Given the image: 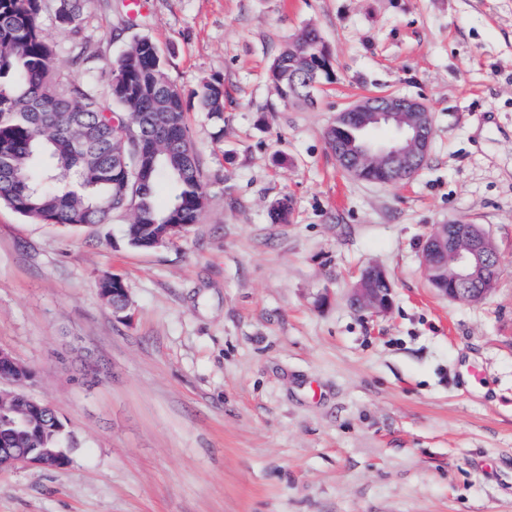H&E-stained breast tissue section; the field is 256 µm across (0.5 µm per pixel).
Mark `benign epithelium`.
Returning a JSON list of instances; mask_svg holds the SVG:
<instances>
[{
    "label": "benign epithelium",
    "mask_w": 512,
    "mask_h": 512,
    "mask_svg": "<svg viewBox=\"0 0 512 512\" xmlns=\"http://www.w3.org/2000/svg\"><path fill=\"white\" fill-rule=\"evenodd\" d=\"M357 122L362 132L358 143L338 147L334 154L337 165L350 176L362 179L370 168H380L383 183L392 184L411 179L424 165L431 148L434 122L430 108L423 102L395 94H378L358 100L336 114L334 127ZM459 221L438 226L423 247V269L430 280L437 279L446 254L455 265V281L461 287L447 294L452 301L464 300L465 289L477 269L487 236L476 230L470 242L459 246L454 241L453 227ZM392 289L372 293L353 285L351 303L362 309L382 313L391 305ZM69 459L45 448H0V469L16 466L60 468Z\"/></svg>",
    "instance_id": "7a95c632"
}]
</instances>
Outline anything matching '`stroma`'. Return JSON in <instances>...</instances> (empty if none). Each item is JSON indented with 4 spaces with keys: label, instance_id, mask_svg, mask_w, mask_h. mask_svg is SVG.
Wrapping results in <instances>:
<instances>
[{
    "label": "stroma",
    "instance_id": "35a3bbf8",
    "mask_svg": "<svg viewBox=\"0 0 512 512\" xmlns=\"http://www.w3.org/2000/svg\"><path fill=\"white\" fill-rule=\"evenodd\" d=\"M54 12L43 0L60 81L107 94L148 36L185 98L223 85L224 121L187 114L208 202L171 243L129 246L126 214L68 227L0 207V348L71 443L64 468L0 473V512H512V0H88L78 46ZM309 25L335 79L300 108L267 70ZM376 93L434 117L398 185L348 176L325 138ZM283 197L291 220L270 223ZM460 218L499 256L478 303L422 269ZM370 267L392 286L380 314L349 302ZM111 273L121 314L98 288Z\"/></svg>",
    "mask_w": 512,
    "mask_h": 512
}]
</instances>
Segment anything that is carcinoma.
Returning <instances> with one entry per match:
<instances>
[{
  "label": "carcinoma",
  "instance_id": "cac0c4a2",
  "mask_svg": "<svg viewBox=\"0 0 512 512\" xmlns=\"http://www.w3.org/2000/svg\"><path fill=\"white\" fill-rule=\"evenodd\" d=\"M87 0H56L58 26L75 42L82 39L81 16ZM42 0H0V205L44 224H110L124 207L127 243L154 247L171 242L199 222L208 201L178 87L166 73L165 57L149 37H139L111 66L108 97L90 81L59 86L54 50L41 23ZM313 27L280 53L270 79L285 103L312 106L317 84L334 79L330 54L316 42ZM200 108L216 120L224 112V90L206 83L197 93ZM123 149L126 164L112 169V152ZM172 188L160 206L159 182ZM288 199L270 211L273 224L289 222ZM486 277L476 273L468 285L474 301L485 299L499 278L494 246L483 253ZM0 438L12 448H64L66 431L49 409L30 406L29 425L18 423L17 408L0 398Z\"/></svg>",
  "mask_w": 512,
  "mask_h": 512
}]
</instances>
